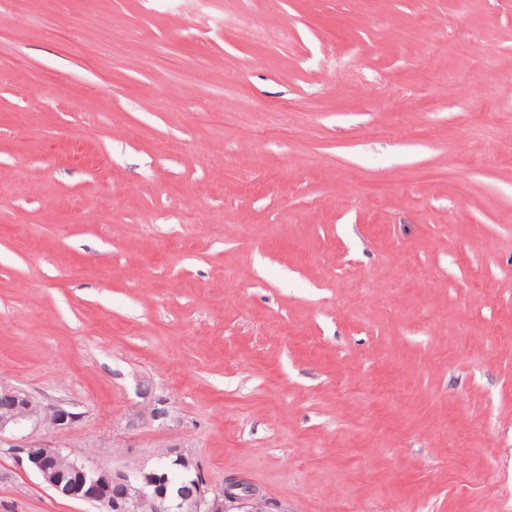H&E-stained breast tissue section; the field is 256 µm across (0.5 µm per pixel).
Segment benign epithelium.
I'll return each mask as SVG.
<instances>
[{
    "mask_svg": "<svg viewBox=\"0 0 512 512\" xmlns=\"http://www.w3.org/2000/svg\"><path fill=\"white\" fill-rule=\"evenodd\" d=\"M81 417L76 407L58 401L45 404L30 394L0 385V440L13 436L29 423L48 425L57 430L71 428ZM12 452L25 458L49 487L61 494L94 502L102 512H140L149 505L150 512H224V501L229 498L225 491L212 492L195 476L190 485L176 493L169 491L166 482L153 472L129 475L123 472L98 470L75 459L69 469L81 475V483L75 491L61 489L62 470L58 463L62 453L47 443L18 439L11 445Z\"/></svg>",
    "mask_w": 512,
    "mask_h": 512,
    "instance_id": "1",
    "label": "benign epithelium"
}]
</instances>
